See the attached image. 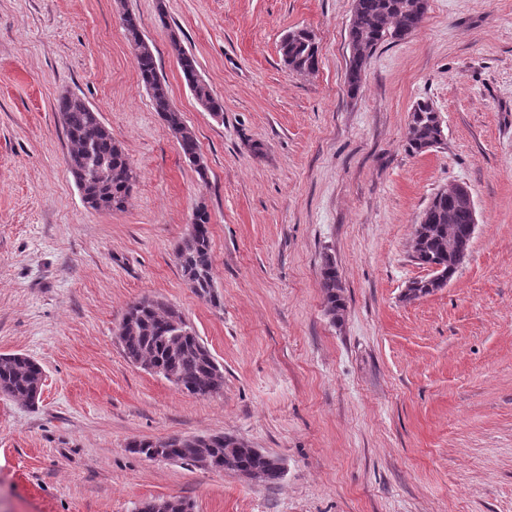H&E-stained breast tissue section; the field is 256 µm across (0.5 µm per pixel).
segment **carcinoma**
Wrapping results in <instances>:
<instances>
[{
	"label": "carcinoma",
	"instance_id": "obj_1",
	"mask_svg": "<svg viewBox=\"0 0 512 512\" xmlns=\"http://www.w3.org/2000/svg\"><path fill=\"white\" fill-rule=\"evenodd\" d=\"M428 0H353L349 23V64L346 71L347 93L359 92L367 60L378 46L396 42L420 27ZM127 41L135 46L134 59L139 80L148 92L152 107L175 136L184 158L196 167L201 179L206 168L201 161L198 141L182 113L173 105L170 88L159 73L154 47L141 38L133 13L121 17ZM171 47L183 80L199 105L212 114L224 112V104L215 98L198 78V62L187 52L176 34ZM284 64L300 74H312L318 67V50L309 31L288 32L280 45ZM56 112L70 144L66 165L77 185H81L98 211H121L135 182L129 157L101 121L98 111L74 94L66 93L56 101ZM441 118L429 102L413 105L405 140V150L413 155L438 147L443 141ZM423 220L415 224L412 258L423 266L440 265L452 278L469 256L471 246L467 227L472 215L468 199L453 196V188L442 189L429 199L420 212ZM210 215L205 205L195 209V222L177 245L175 256L189 288L201 298L216 301L213 259L210 242ZM443 284L429 278L411 281L403 294L408 302L428 296ZM320 288L326 314L332 321L341 320L345 311L343 285L335 261L325 256L320 269ZM120 331L124 357L164 378H176L175 385L197 397H211L224 388V373L212 363L213 354L187 322L182 311L162 300L142 297L128 305ZM40 366L23 354L0 355V395L32 403L42 386ZM133 452L149 460L177 458L201 469L210 465L226 471L244 473L248 479L275 484L282 472L281 458L263 452L234 435L197 437L189 442L184 436L157 440H140L130 445ZM189 502L172 497L145 501L140 512H185Z\"/></svg>",
	"mask_w": 512,
	"mask_h": 512
}]
</instances>
